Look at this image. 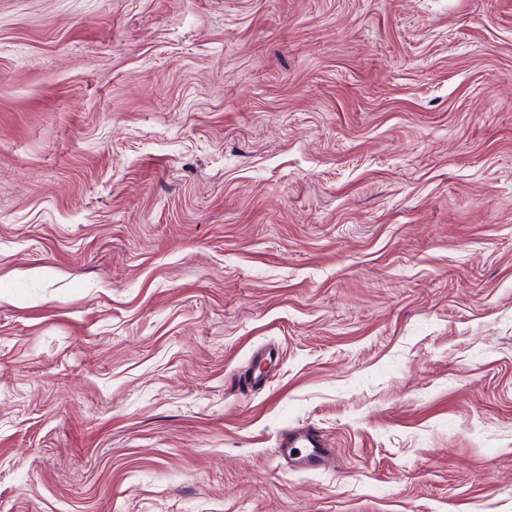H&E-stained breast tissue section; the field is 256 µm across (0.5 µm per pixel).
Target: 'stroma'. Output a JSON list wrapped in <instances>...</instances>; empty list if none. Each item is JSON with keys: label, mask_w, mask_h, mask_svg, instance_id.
Wrapping results in <instances>:
<instances>
[{"label": "stroma", "mask_w": 512, "mask_h": 512, "mask_svg": "<svg viewBox=\"0 0 512 512\" xmlns=\"http://www.w3.org/2000/svg\"><path fill=\"white\" fill-rule=\"evenodd\" d=\"M0 512H512V0H0ZM294 451H297L296 455H293ZM278 453L282 460L287 463L289 460L292 466L308 469L317 467L324 461L328 448H325L316 430L302 428L282 436Z\"/></svg>", "instance_id": "obj_1"}]
</instances>
